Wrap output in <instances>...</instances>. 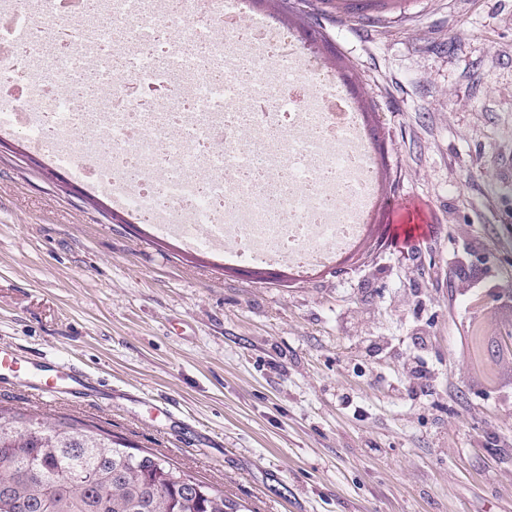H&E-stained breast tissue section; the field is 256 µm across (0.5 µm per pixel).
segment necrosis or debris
Here are the masks:
<instances>
[{
  "instance_id": "obj_1",
  "label": "necrosis or debris",
  "mask_w": 512,
  "mask_h": 512,
  "mask_svg": "<svg viewBox=\"0 0 512 512\" xmlns=\"http://www.w3.org/2000/svg\"><path fill=\"white\" fill-rule=\"evenodd\" d=\"M163 3L0 0V130L84 155L92 189L225 263L304 274L357 250L377 163L336 71L242 0Z\"/></svg>"
}]
</instances>
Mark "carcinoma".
Listing matches in <instances>:
<instances>
[{
  "label": "carcinoma",
  "mask_w": 512,
  "mask_h": 512,
  "mask_svg": "<svg viewBox=\"0 0 512 512\" xmlns=\"http://www.w3.org/2000/svg\"><path fill=\"white\" fill-rule=\"evenodd\" d=\"M360 14L400 0H347ZM332 66L354 90L350 66ZM0 512H241L239 504L170 461L136 451L94 422H48L0 406Z\"/></svg>",
  "instance_id": "obj_1"
}]
</instances>
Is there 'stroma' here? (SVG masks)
<instances>
[{
    "label": "stroma",
    "instance_id": "35a3bbf8",
    "mask_svg": "<svg viewBox=\"0 0 512 512\" xmlns=\"http://www.w3.org/2000/svg\"><path fill=\"white\" fill-rule=\"evenodd\" d=\"M374 101L396 187L353 259L268 283L112 221V201L0 134V406L95 421L243 512H512V0H407L344 17L288 0ZM423 214L396 239L393 204ZM483 286L479 297L468 288ZM47 359L97 391L46 401ZM477 336H460V347L468 358L470 368L475 372L485 374L489 381L494 377V365H489L476 351ZM22 366L18 358L9 350L0 349V389L13 390Z\"/></svg>",
    "mask_w": 512,
    "mask_h": 512
}]
</instances>
